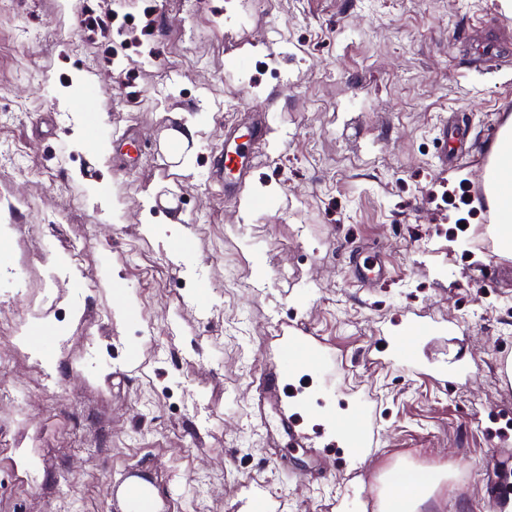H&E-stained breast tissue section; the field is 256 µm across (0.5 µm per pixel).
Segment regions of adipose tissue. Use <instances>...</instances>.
Instances as JSON below:
<instances>
[{"mask_svg":"<svg viewBox=\"0 0 512 512\" xmlns=\"http://www.w3.org/2000/svg\"><path fill=\"white\" fill-rule=\"evenodd\" d=\"M444 473L414 465H400L381 477L380 512H419L438 492Z\"/></svg>","mask_w":512,"mask_h":512,"instance_id":"ef3b65f1","label":"adipose tissue"}]
</instances>
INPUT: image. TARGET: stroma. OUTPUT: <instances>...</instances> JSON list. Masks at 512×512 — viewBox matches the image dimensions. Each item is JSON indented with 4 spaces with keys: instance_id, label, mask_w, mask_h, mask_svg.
Here are the masks:
<instances>
[{
    "instance_id": "obj_1",
    "label": "stroma",
    "mask_w": 512,
    "mask_h": 512,
    "mask_svg": "<svg viewBox=\"0 0 512 512\" xmlns=\"http://www.w3.org/2000/svg\"><path fill=\"white\" fill-rule=\"evenodd\" d=\"M491 3L0 0V283L21 280L0 300V382L27 394L0 399V512H124L132 467L170 512H377L405 464L451 473L438 512H512V256L464 183L502 83L470 36L512 52ZM116 10L135 28L117 68L91 24ZM457 111L472 131L452 174L437 134ZM259 122L268 143L225 203L213 160ZM189 123L197 142L168 154ZM122 130L147 146L129 172ZM60 239L85 254L49 283ZM366 256L383 280L360 283ZM294 335L322 351L288 383L311 448L256 418Z\"/></svg>"
}]
</instances>
